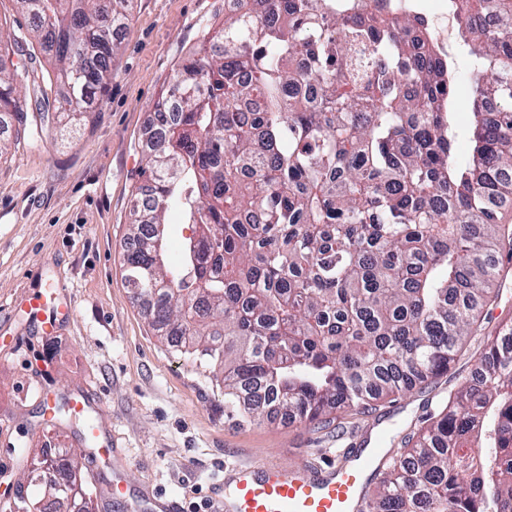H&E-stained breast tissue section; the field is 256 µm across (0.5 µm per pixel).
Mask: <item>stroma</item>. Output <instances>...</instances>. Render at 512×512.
Returning a JSON list of instances; mask_svg holds the SVG:
<instances>
[{"label":"stroma","instance_id":"35a3bbf8","mask_svg":"<svg viewBox=\"0 0 512 512\" xmlns=\"http://www.w3.org/2000/svg\"><path fill=\"white\" fill-rule=\"evenodd\" d=\"M224 17V0H134L112 63V82L88 117L39 144L0 118V507L7 485L25 481L18 456L78 448L93 481L95 512H154L158 496L181 508L215 499L226 466L273 462L328 470L343 452L394 456L423 418L469 379L488 336L512 325V276L458 351L447 373L423 388L338 414L318 431L277 415L235 423L224 416V373L161 342L124 281L133 192L144 165L153 104L172 70ZM63 280L57 332L31 303ZM87 399L47 431L44 401ZM92 416L114 453H84L82 418ZM125 490L112 499V484Z\"/></svg>","mask_w":512,"mask_h":512}]
</instances>
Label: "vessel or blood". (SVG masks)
<instances>
[{"label": "vessel or blood", "instance_id": "obj_1", "mask_svg": "<svg viewBox=\"0 0 512 512\" xmlns=\"http://www.w3.org/2000/svg\"><path fill=\"white\" fill-rule=\"evenodd\" d=\"M369 459L327 476L275 463L239 465L219 512H359Z\"/></svg>", "mask_w": 512, "mask_h": 512}]
</instances>
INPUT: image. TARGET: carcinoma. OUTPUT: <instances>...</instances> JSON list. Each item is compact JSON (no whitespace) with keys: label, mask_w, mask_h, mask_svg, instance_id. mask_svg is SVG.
Listing matches in <instances>:
<instances>
[{"label":"carcinoma","mask_w":512,"mask_h":512,"mask_svg":"<svg viewBox=\"0 0 512 512\" xmlns=\"http://www.w3.org/2000/svg\"><path fill=\"white\" fill-rule=\"evenodd\" d=\"M16 2L56 71L30 117L29 71L0 67V112L39 137L100 101L131 0L111 13L107 0ZM236 2L155 104L126 281L159 336L224 369L228 418L326 425L448 371L489 301L493 257L512 242V0H448L481 73L464 158L455 70L400 0ZM25 45L0 32V51ZM171 210L196 233L168 266ZM32 471L54 512H90L78 467L64 482L53 459ZM370 503L512 512L511 326Z\"/></svg>","instance_id":"cac0c4a2"}]
</instances>
